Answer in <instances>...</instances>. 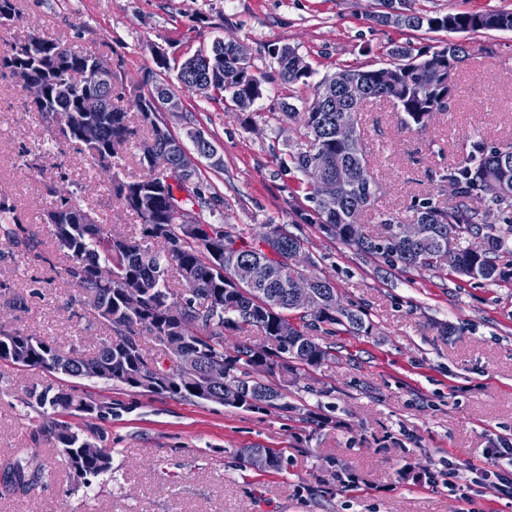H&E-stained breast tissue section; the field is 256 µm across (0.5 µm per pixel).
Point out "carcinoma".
I'll return each instance as SVG.
<instances>
[{"label":"carcinoma","mask_w":512,"mask_h":512,"mask_svg":"<svg viewBox=\"0 0 512 512\" xmlns=\"http://www.w3.org/2000/svg\"><path fill=\"white\" fill-rule=\"evenodd\" d=\"M416 0H377L370 18L380 26L413 31H448V25L469 34L512 31V10L430 14L415 8ZM266 53L276 64V76L252 69L244 46L218 39L177 65V81L188 88L193 81L230 100L238 110L248 111L264 96L273 78L288 85L305 84L312 72L295 48L269 44ZM469 55L464 42L415 47L407 42L392 47L386 66L347 68L348 82L356 89L336 87V75L323 77L312 99L287 104L283 116L302 129V141L281 159L283 170H296L306 178V196L321 229L356 251L379 257L393 269L442 270L468 281L496 283L512 276V143L490 145L482 139L456 167L439 176L452 188L454 204L442 206L432 197L415 201L408 218L380 214L383 231L375 238L358 229L357 218L376 201L377 180L363 140L348 144L338 138L343 122L358 124L359 110L366 101L386 99L403 114L409 131L425 129L435 110L449 103L456 86L453 77ZM97 58L91 51L75 50L56 40L32 36L29 51L18 57L0 51V66L26 65L43 80L48 97L39 112L53 119L59 112L78 119V102L87 92L106 95V107L97 121L101 139L93 164L112 172V195L141 220L142 236L163 242L164 253L137 241L120 238L101 224H57L54 242L66 258L65 273L86 300L92 317L107 326L94 355L84 357L71 349L65 353L36 334L0 332V360L82 378L81 366L97 364L98 378L149 393L169 394L189 400L214 402L216 394L205 377L211 364L224 365V397L227 404L245 410H295L288 393L274 381L276 370L292 365L316 367L332 358V348L313 338V333L343 325L352 332L365 328L363 312L336 305V288L329 281L294 267L292 257L305 249V241L273 226L257 243L235 235L222 224H210L188 208L175 210L170 201L188 191L193 205L216 206L218 199L205 196L198 172L172 183L167 172L157 169L163 155L170 154L174 136L162 137L153 120L151 104L171 93L164 75L170 70L165 58L156 60L157 70L147 74L148 94L136 107L150 137L139 144L138 164L144 175L127 178L120 172L121 154L138 138L128 112L114 103V85L101 86L91 70ZM444 108V107H442ZM449 111V108H444ZM336 182L339 204L328 209L315 196L318 180ZM403 224L420 225V235L406 241L399 235ZM456 249V262L448 265V246ZM132 277L144 289L141 309L127 310L121 284ZM196 281L195 294L185 295L171 286V278ZM312 289L311 303L303 310L292 305L294 289ZM298 312L295 323L288 312ZM255 327L276 348L263 356L242 346L224 350V333ZM146 335L168 354L169 365H149L136 340ZM39 409L40 429L53 440L69 474L95 477L110 470L112 451L100 447L95 455L83 448L103 441L104 435H83L59 419L58 413L84 418H102L106 409L48 384L29 392ZM56 478L38 453L13 463L6 488L27 491Z\"/></svg>","instance_id":"obj_1"}]
</instances>
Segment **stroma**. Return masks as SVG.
<instances>
[{"instance_id": "35a3bbf8", "label": "stroma", "mask_w": 512, "mask_h": 512, "mask_svg": "<svg viewBox=\"0 0 512 512\" xmlns=\"http://www.w3.org/2000/svg\"><path fill=\"white\" fill-rule=\"evenodd\" d=\"M376 0H20V16L0 28V50L37 34L61 38L112 65L115 93L129 103L146 93L143 77L157 49L187 58L214 39L236 41L255 70L273 73L267 45L295 47L315 77L346 67L381 66L391 45H434L447 32L375 25ZM471 57L456 72L461 92L449 112L422 132L400 127L392 102H367L359 127L379 191L362 215L363 233L381 232L379 215L408 217L412 201L453 199L437 179L470 149L474 136L512 140V32L459 34ZM169 85L181 102L164 118L173 135L205 132L224 160H200L207 192L223 208L201 219L256 239L268 225L305 241L308 273L332 281L342 305L365 311L360 333L336 326L320 335L334 360L296 367L283 384L293 413L141 392L96 378H70L0 360V470L21 449L58 468L55 482L24 495L0 487V512H512L486 482L472 502L449 496L448 464L486 466L485 448L512 442V279L464 282L448 272L391 269L328 236L315 224L305 178L280 169L300 139L285 103L313 96V85L273 81L251 109L253 126L227 103ZM27 93L0 81V198L20 220V240L0 243V330L33 331L61 351L95 353L108 330L69 285L47 214L81 198L112 233L136 240L140 219L112 198L109 173L87 152L54 138L51 123L26 106ZM453 325L452 334L442 332ZM53 385L111 407L94 422L112 450V468L74 480L58 467L50 438L38 432L28 391ZM244 448L279 451L282 469L243 466ZM431 472L432 483L416 482ZM355 475L352 484L338 473Z\"/></svg>"}]
</instances>
